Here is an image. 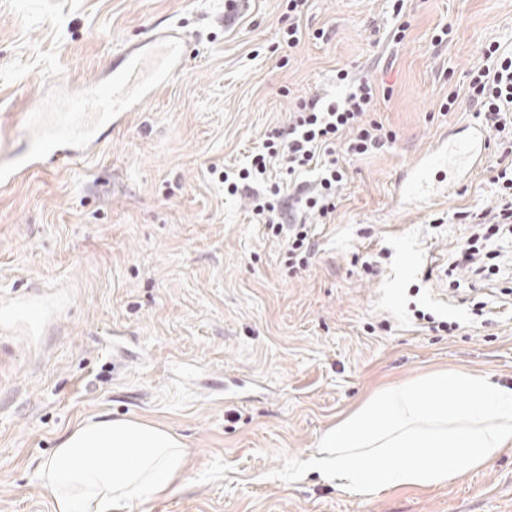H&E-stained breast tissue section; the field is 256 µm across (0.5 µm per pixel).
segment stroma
I'll use <instances>...</instances> for the list:
<instances>
[{
  "mask_svg": "<svg viewBox=\"0 0 512 512\" xmlns=\"http://www.w3.org/2000/svg\"><path fill=\"white\" fill-rule=\"evenodd\" d=\"M287 24L285 0H0V164L29 153L31 104L53 83L107 84L159 28L185 41L181 71L92 154L42 155L0 186V512H52L37 467L101 413L186 446L179 489L133 512H512V451L370 498L295 467L380 388L448 370L512 388V264L473 289L446 273L474 232L458 212L495 208L512 142L488 131L480 166L435 168L415 202L399 187L478 124L466 98L441 105L482 47L512 50V0H404L398 15L393 0H309L301 25L326 36L292 49ZM341 69L376 84L366 118L392 137L340 157L336 210L308 216L312 259L292 272L222 175L301 100L342 97Z\"/></svg>",
  "mask_w": 512,
  "mask_h": 512,
  "instance_id": "35a3bbf8",
  "label": "stroma"
}]
</instances>
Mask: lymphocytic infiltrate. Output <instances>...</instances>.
Segmentation results:
<instances>
[{
	"label": "lymphocytic infiltrate",
	"instance_id": "lymphocytic-infiltrate-1",
	"mask_svg": "<svg viewBox=\"0 0 512 512\" xmlns=\"http://www.w3.org/2000/svg\"><path fill=\"white\" fill-rule=\"evenodd\" d=\"M483 56L485 62L471 72L464 95L477 106L486 126L502 133L512 129V54L500 52L498 46L492 44L484 50ZM336 78L348 82L345 71H338ZM348 84L347 93L340 99L312 98L301 102L287 131H272L263 151L252 156L250 168L239 173L240 180L268 182V165L277 156L285 157L288 175L318 170L317 186L306 195L303 205L292 204L288 209H280L277 199L282 188L275 182H268V195H254L252 201L256 219L273 235L285 236L288 266L294 270L306 268L312 252L309 226L305 218L299 217V210H313L325 216L336 209V187L343 179L336 159L337 147L363 155L377 148L382 139L381 126L365 118L374 103L373 85L363 80ZM494 182L501 196L494 209L469 210L461 214L467 223L493 225V233L481 243L468 240L458 248L449 265L450 270L465 274L474 285L492 273L491 262L500 256L496 244L512 239V165L499 169Z\"/></svg>",
	"mask_w": 512,
	"mask_h": 512
}]
</instances>
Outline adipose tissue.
<instances>
[{
    "mask_svg": "<svg viewBox=\"0 0 512 512\" xmlns=\"http://www.w3.org/2000/svg\"><path fill=\"white\" fill-rule=\"evenodd\" d=\"M512 449V389L467 371L388 388L329 427L308 469L362 497L381 477L447 484ZM186 469L176 433L100 414L82 421L38 468L53 512H125L173 493Z\"/></svg>",
    "mask_w": 512,
    "mask_h": 512,
    "instance_id": "obj_1",
    "label": "adipose tissue"
}]
</instances>
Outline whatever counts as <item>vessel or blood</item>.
Returning a JSON list of instances; mask_svg holds the SVG:
<instances>
[{
  "instance_id": "obj_1",
  "label": "vessel or blood",
  "mask_w": 512,
  "mask_h": 512,
  "mask_svg": "<svg viewBox=\"0 0 512 512\" xmlns=\"http://www.w3.org/2000/svg\"><path fill=\"white\" fill-rule=\"evenodd\" d=\"M154 41L168 51L162 63L150 64L148 52L134 47L122 56L125 71L121 78L112 80L104 88L88 85L79 92L68 93L65 102L43 127L38 152L50 150L61 164L72 163L96 145L94 131L98 122H117L122 114L143 103L149 85L165 81L179 72L183 58V42L179 34L168 29L157 33ZM485 143L483 128L476 127L469 138L454 144L453 150L461 160L474 165L479 163ZM440 157V152H432L403 179L401 190L404 195H416L426 182L428 170L438 164Z\"/></svg>"
}]
</instances>
